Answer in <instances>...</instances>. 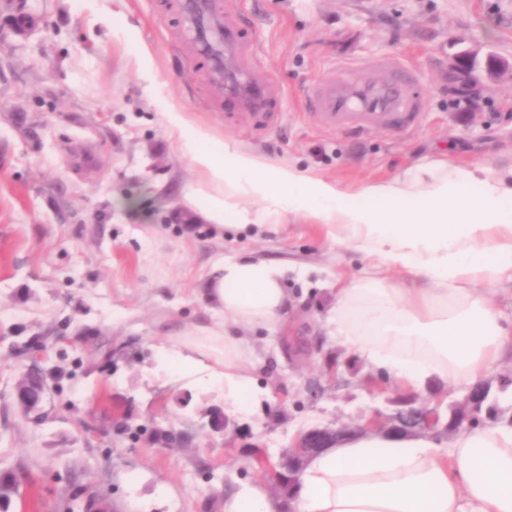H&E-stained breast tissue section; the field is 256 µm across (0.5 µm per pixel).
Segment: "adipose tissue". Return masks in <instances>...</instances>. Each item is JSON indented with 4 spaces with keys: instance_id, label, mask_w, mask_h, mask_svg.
<instances>
[{
    "instance_id": "1",
    "label": "adipose tissue",
    "mask_w": 512,
    "mask_h": 512,
    "mask_svg": "<svg viewBox=\"0 0 512 512\" xmlns=\"http://www.w3.org/2000/svg\"><path fill=\"white\" fill-rule=\"evenodd\" d=\"M161 108L178 155L202 176L184 206L214 230L300 216L374 258L377 275L343 282L329 319L337 346L374 373L412 391L444 380L468 389L512 355V318L472 292L512 286V169L437 160L351 190ZM287 274L249 254L218 259L205 294L224 321L197 327L175 353L185 371L222 378L225 400L244 411L261 401L249 333L281 327ZM224 512H512V424L472 426L447 446L362 433L312 455L288 497L247 485L225 495Z\"/></svg>"
}]
</instances>
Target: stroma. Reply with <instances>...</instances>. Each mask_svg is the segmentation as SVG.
I'll return each mask as SVG.
<instances>
[{
    "label": "stroma",
    "instance_id": "1",
    "mask_svg": "<svg viewBox=\"0 0 512 512\" xmlns=\"http://www.w3.org/2000/svg\"><path fill=\"white\" fill-rule=\"evenodd\" d=\"M235 2L250 27L242 62L282 97L264 130L226 123L161 0H26L22 30L0 0V472L28 477L10 512H66L72 483L110 512H224L227 492L265 483L256 452L277 457L308 427L390 414L405 395L326 325L331 288L372 260L301 217L215 237L183 205L200 176L176 154L150 86L217 137L348 187L434 160L512 166V83L489 82L473 100L448 83L459 51L512 59V0ZM382 60L417 75V129L317 122L306 102L315 80ZM242 253L289 268L287 321L252 334L265 397L248 414L222 387L177 375L160 349L218 321L205 281L216 258ZM39 342L50 392L37 423L15 390ZM216 412L229 434L211 430ZM160 430L185 440L166 446Z\"/></svg>",
    "mask_w": 512,
    "mask_h": 512
}]
</instances>
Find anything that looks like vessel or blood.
I'll list each match as a JSON object with an SVG mask.
<instances>
[{"mask_svg": "<svg viewBox=\"0 0 512 512\" xmlns=\"http://www.w3.org/2000/svg\"><path fill=\"white\" fill-rule=\"evenodd\" d=\"M177 27L201 60L226 118H247L268 126L279 106L275 82L268 73L245 67L248 49L234 16V0H171ZM411 71L379 63L372 76L343 65L322 75L309 90V103L320 123L340 130L415 128L423 102L412 91Z\"/></svg>", "mask_w": 512, "mask_h": 512, "instance_id": "obj_1", "label": "vessel or blood"}]
</instances>
